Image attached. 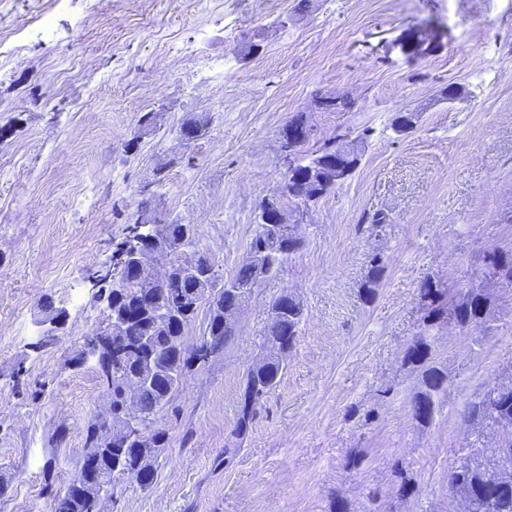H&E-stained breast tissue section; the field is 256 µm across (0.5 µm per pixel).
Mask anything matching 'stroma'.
Here are the masks:
<instances>
[{
    "instance_id": "1",
    "label": "stroma",
    "mask_w": 512,
    "mask_h": 512,
    "mask_svg": "<svg viewBox=\"0 0 512 512\" xmlns=\"http://www.w3.org/2000/svg\"><path fill=\"white\" fill-rule=\"evenodd\" d=\"M0 54V512H50L76 476L106 398L95 367L71 360L103 319L90 279L127 224L195 225L232 277L259 202L298 210L279 137L299 113L319 140L369 130L360 163L293 225L281 276L255 286L235 338L158 413L153 484L118 481L108 510L463 512L448 472L496 445L464 404L512 371V284L484 276L486 253L512 248V0H0ZM319 91L354 106L314 110ZM398 112L417 113L409 133L392 130ZM193 120L206 127L184 138ZM427 279L444 294L429 329ZM285 290L303 306L299 338L238 440L242 374ZM471 290L488 307L462 327L450 310ZM47 303L68 329L38 347ZM422 332L448 376L427 424L404 362ZM399 463L412 495L397 492Z\"/></svg>"
}]
</instances>
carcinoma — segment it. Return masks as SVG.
<instances>
[{
    "instance_id": "cac0c4a2",
    "label": "carcinoma",
    "mask_w": 512,
    "mask_h": 512,
    "mask_svg": "<svg viewBox=\"0 0 512 512\" xmlns=\"http://www.w3.org/2000/svg\"><path fill=\"white\" fill-rule=\"evenodd\" d=\"M135 224H128L126 234L116 245V262L112 274L118 275L122 268V258L127 246L132 243ZM163 242L171 249L182 246L185 238L195 236L196 225L181 224L177 221L161 225ZM263 246L264 259L267 261L268 276L276 278L284 271L289 255L299 246V240L292 235L270 238L264 226L256 225L250 248ZM201 277L187 278L180 271L171 272L167 284L160 288L150 276L146 275L143 282L130 290L103 286L101 293L107 294L112 308V335L107 337L108 351L98 363V377L104 393L112 398L117 410L124 408L128 400L124 394L126 380L138 375L139 361L142 355L141 342L150 337L152 351L163 369L155 388L137 394L133 402L134 411L143 417V421L155 424V414L169 404L174 393L179 389V375L194 366L202 367L211 358L219 355L224 347L236 335V329L224 323L226 313L237 306L244 294L251 291L256 283L255 266L249 260L237 269L228 281L224 280L216 265L205 255L198 257ZM488 267L502 280L512 284V250L495 249L489 253ZM383 270L381 258H372V265L365 282V294H374L375 287ZM420 293L429 300L430 310L425 316L427 325L431 326L439 319L441 308L436 305L442 297L440 289L432 281H425ZM208 302H201L203 296ZM145 302L151 309H168L176 312L177 317L165 327L156 326L149 317L137 322L124 323L121 313L124 308L135 303ZM486 307L485 297L479 293H469L462 303L455 306L454 316L462 326L480 318ZM206 309L207 325L199 337L198 351L183 349V338L186 329L195 321L199 311ZM303 306L295 296L283 290L271 298L268 303V321L264 329L263 345L267 349L266 363L256 369L248 367L242 375V391L240 394L239 413L233 430L235 437H243L251 427L258 410L267 398L276 390L284 369L285 354L290 352L299 337V325L302 321ZM431 344L420 335L407 347L404 361L410 365L424 368L423 383L426 390L416 394L411 403L413 417L421 422L432 420L435 410L434 395L444 390L446 378L435 366L429 364ZM489 387L476 393L467 402L464 415L479 423H490L492 411L504 409L512 411V391L497 395L491 399ZM152 446L128 453L123 467L129 470L127 476H133L143 469L155 468L160 450L166 447L168 437L166 431L153 429ZM100 423L93 416L85 429L83 454L100 453L98 470L93 472L78 471L83 483L89 485L90 491L105 493L112 491V483L122 476L121 472L112 471L110 455L99 452ZM492 471L476 465L465 468L455 474V479L468 486L474 496L476 512H512V496L491 497L485 493V487L491 479ZM55 512H90L92 504L85 499L66 496L54 497Z\"/></svg>"
}]
</instances>
